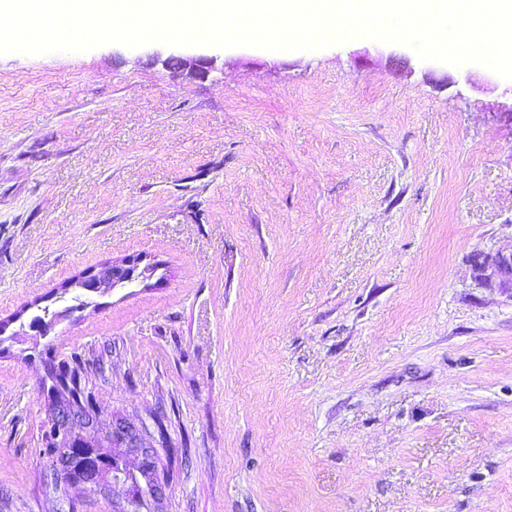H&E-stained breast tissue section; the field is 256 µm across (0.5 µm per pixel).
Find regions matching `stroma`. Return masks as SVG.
<instances>
[{
	"label": "stroma",
	"mask_w": 512,
	"mask_h": 512,
	"mask_svg": "<svg viewBox=\"0 0 512 512\" xmlns=\"http://www.w3.org/2000/svg\"><path fill=\"white\" fill-rule=\"evenodd\" d=\"M0 55V512H112L41 473L50 368L143 437L167 512H512V81L357 38ZM162 262L47 334L34 303ZM216 58L212 56H195L187 57L181 55H170L165 60L167 66H176L174 70L177 72L186 71L191 76L205 77L209 70L213 67ZM476 278L489 287L512 292V245L495 254H477L473 258ZM141 258H127L122 264L119 262L110 263V265L101 268L96 275H84L78 280L77 285L80 288L92 293L99 290H109L117 286L131 288L141 278L142 282L150 278L157 270L156 264H146L141 270Z\"/></svg>",
	"instance_id": "obj_1"
}]
</instances>
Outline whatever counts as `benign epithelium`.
<instances>
[{
    "label": "benign epithelium",
    "mask_w": 512,
    "mask_h": 512,
    "mask_svg": "<svg viewBox=\"0 0 512 512\" xmlns=\"http://www.w3.org/2000/svg\"><path fill=\"white\" fill-rule=\"evenodd\" d=\"M215 61L212 56L170 55L165 63L176 66L178 72L203 77ZM156 270L154 264L144 265L140 258H128L122 263H110L94 276H83L77 285L92 293L117 286L131 288L138 280L151 277ZM473 270L482 284L512 291V246L493 254L475 255ZM51 417L56 424L58 445L63 448L57 468L75 469L79 474L77 482L105 499L110 497L112 486H127L123 499L112 500V512H135L139 499L145 494L149 496L151 512H165L167 483L160 478L154 466L156 449L142 445L144 428L126 418H112L110 430L103 435L112 443V453L108 454L103 451L101 442L88 447L77 439L79 433L88 438L100 436L97 420L89 419L66 405L54 409ZM131 457L138 461L134 470L127 465Z\"/></svg>",
    "instance_id": "benign-epithelium-1"
}]
</instances>
